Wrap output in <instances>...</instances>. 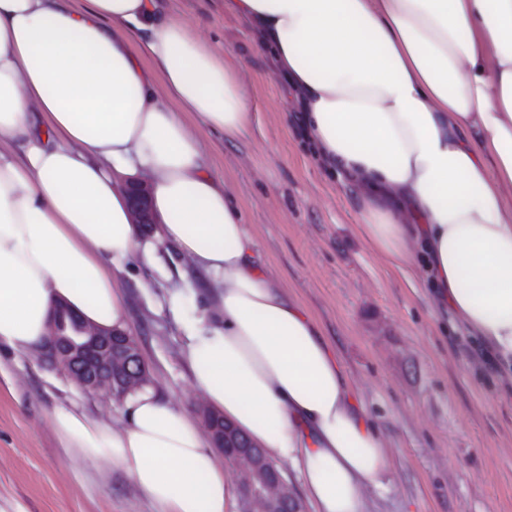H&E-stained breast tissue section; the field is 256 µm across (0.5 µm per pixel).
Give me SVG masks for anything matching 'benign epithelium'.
<instances>
[{"instance_id": "obj_1", "label": "benign epithelium", "mask_w": 512, "mask_h": 512, "mask_svg": "<svg viewBox=\"0 0 512 512\" xmlns=\"http://www.w3.org/2000/svg\"><path fill=\"white\" fill-rule=\"evenodd\" d=\"M129 201L135 223L153 230L156 219L148 185L132 183ZM40 356L83 388L116 398L141 388L148 377L138 346L127 332L102 330L66 310L54 312ZM205 427L222 449L224 460L235 469L238 491L248 512H301L300 504L263 449L242 439L214 412L205 414Z\"/></svg>"}]
</instances>
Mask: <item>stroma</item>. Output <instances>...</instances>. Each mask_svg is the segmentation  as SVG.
I'll use <instances>...</instances> for the list:
<instances>
[{
	"label": "stroma",
	"mask_w": 512,
	"mask_h": 512,
	"mask_svg": "<svg viewBox=\"0 0 512 512\" xmlns=\"http://www.w3.org/2000/svg\"><path fill=\"white\" fill-rule=\"evenodd\" d=\"M157 4L244 72L247 133L196 135L270 277L312 313L386 439L390 483L367 489L372 512H512V383L447 312L430 309L428 289L362 236L361 191L314 156L275 60L255 51V34L224 0ZM181 262L142 254L118 277L148 389L199 418L209 405L191 382L168 303ZM72 401L124 425L126 399L85 391L37 355L0 349V512H151L127 477L62 455L51 414Z\"/></svg>",
	"instance_id": "35a3bbf8"
}]
</instances>
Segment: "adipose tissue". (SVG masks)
Returning a JSON list of instances; mask_svg holds the SVG:
<instances>
[{
    "mask_svg": "<svg viewBox=\"0 0 512 512\" xmlns=\"http://www.w3.org/2000/svg\"><path fill=\"white\" fill-rule=\"evenodd\" d=\"M303 107L322 159L365 191L359 231L391 264L424 262L448 311L512 381V0H224ZM142 40L145 56L131 44ZM246 134L241 70L156 0H0V346L44 343L56 307L125 328L114 272L166 247L181 281L221 280L223 320L183 323L194 387L274 460L313 512H369L391 460L313 317L266 273L192 124ZM142 175L158 226L130 215ZM68 457L106 463L154 512H234L208 434L155 392L113 429L51 416Z\"/></svg>",
    "mask_w": 512,
    "mask_h": 512,
    "instance_id": "adipose-tissue-1",
    "label": "adipose tissue"
}]
</instances>
